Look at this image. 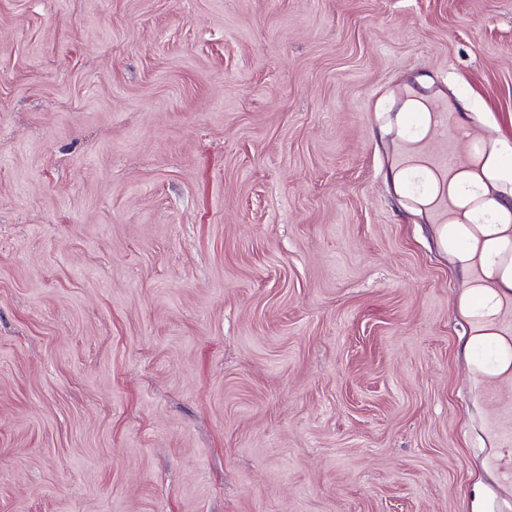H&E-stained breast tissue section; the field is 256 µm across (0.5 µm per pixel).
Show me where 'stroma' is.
Returning a JSON list of instances; mask_svg holds the SVG:
<instances>
[{
	"mask_svg": "<svg viewBox=\"0 0 512 512\" xmlns=\"http://www.w3.org/2000/svg\"><path fill=\"white\" fill-rule=\"evenodd\" d=\"M409 83L512 201V0H0V512H512ZM412 95L405 92L398 101V126L402 136L394 150V161L403 169H407V177L403 181V189L410 197L413 205L423 209L418 203L425 187L429 192L433 180H448V173L474 162L476 150L481 149L471 121L465 112H456L448 100L431 95L419 97L426 104V109L412 110L405 107V102ZM428 127L436 133V147L425 152L418 159H410L405 149L421 143L411 144L408 138L416 130Z\"/></svg>",
	"mask_w": 512,
	"mask_h": 512,
	"instance_id": "stroma-1",
	"label": "stroma"
}]
</instances>
